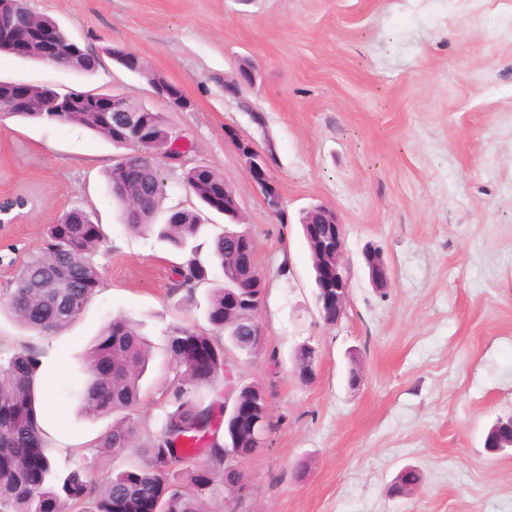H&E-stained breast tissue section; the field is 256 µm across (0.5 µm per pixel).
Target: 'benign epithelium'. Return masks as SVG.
<instances>
[{
    "mask_svg": "<svg viewBox=\"0 0 512 512\" xmlns=\"http://www.w3.org/2000/svg\"><path fill=\"white\" fill-rule=\"evenodd\" d=\"M18 0H0V49L18 58L30 55L33 42H39L46 53H54L63 47L72 56L85 58L89 70L96 69L98 55L82 49L77 43L63 44L58 29L52 24L35 25L33 13L17 8ZM112 58L126 69L137 72L141 59L136 54L122 48L110 49ZM257 75L247 65H241L237 71L224 77V93L237 100L239 107L252 111L248 102V92L256 84ZM155 93L166 99L177 112L191 109V101L175 84L161 78L152 81ZM31 87L26 83H11V94L0 97V119L11 116L29 103ZM128 95L108 90L92 98L89 110L106 114L126 111L125 102ZM72 97L63 94H50L43 100L47 112L70 111ZM229 138L243 161L253 187L262 196L266 210L279 214L282 209L280 193L269 194L276 184L269 177L272 163L270 154L259 149L252 141L232 133ZM224 216L232 221L229 233L241 240L245 263L254 278L261 279L256 266V246L251 235L244 229L236 230L241 215L238 195L229 183L223 185ZM303 237L310 248L317 251L315 263V305L321 321L333 326L345 314V302L349 294L350 281L343 264L346 239L344 225L338 214L326 205H315L305 211L301 221ZM369 280L374 288L384 291L390 287L389 267L383 256L377 251L365 254ZM264 298V288L256 289L252 299L241 295L233 286L224 289V312L238 311L244 313L251 323L247 350L259 348L263 342L264 332L256 319ZM224 375L236 378V382L224 388V490L229 494V501L240 502L248 492L244 482L241 464L254 457L267 447L270 435L268 424L269 401L262 387L247 382L235 375L234 365L224 361Z\"/></svg>",
    "mask_w": 512,
    "mask_h": 512,
    "instance_id": "benign-epithelium-1",
    "label": "benign epithelium"
}]
</instances>
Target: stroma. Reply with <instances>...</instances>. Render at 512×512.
Wrapping results in <instances>:
<instances>
[{"label":"stroma","mask_w":512,"mask_h":512,"mask_svg":"<svg viewBox=\"0 0 512 512\" xmlns=\"http://www.w3.org/2000/svg\"><path fill=\"white\" fill-rule=\"evenodd\" d=\"M75 41L100 52L80 76L0 52V79L122 92L167 113L187 164L215 167L238 194L265 285L263 344L233 352L239 373L269 394L278 427L242 465L239 512H512V451L485 437L512 414V0H28ZM136 53L146 74L112 60ZM258 73L252 111L224 94L239 64ZM178 85L174 112L147 79ZM272 152L283 214H270L227 130ZM120 151L72 123L0 121V195L23 192L22 223L0 226V253L24 262L73 205L105 239L101 281L82 315L50 336L0 315V348H43L42 423L59 469L109 426L78 415L66 391L83 355L115 317L152 345L132 412L135 443L159 431L164 334L208 330L207 286L194 302L169 292L180 253L129 232L106 172ZM334 209L345 226L346 312L324 325L299 218ZM380 250L392 282L365 268ZM319 352L317 375L293 371L297 346ZM360 384L347 383L351 365ZM413 495L388 488L404 468ZM369 280L374 288L384 291L390 287L391 277L389 267L378 251H368L365 254Z\"/></svg>","instance_id":"1"}]
</instances>
